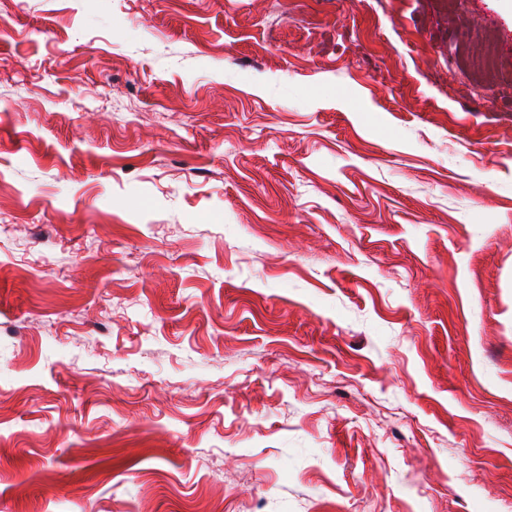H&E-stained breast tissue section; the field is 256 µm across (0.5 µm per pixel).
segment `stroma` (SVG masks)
<instances>
[{"label":"stroma","instance_id":"stroma-1","mask_svg":"<svg viewBox=\"0 0 512 512\" xmlns=\"http://www.w3.org/2000/svg\"><path fill=\"white\" fill-rule=\"evenodd\" d=\"M0 512H512V0H0Z\"/></svg>","mask_w":512,"mask_h":512}]
</instances>
